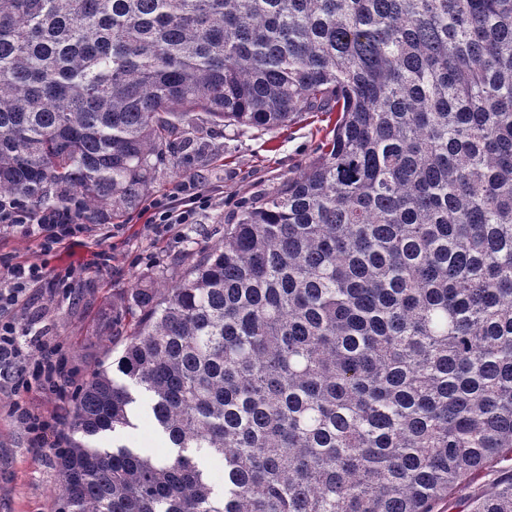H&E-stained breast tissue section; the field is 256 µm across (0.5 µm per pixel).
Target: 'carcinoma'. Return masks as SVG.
<instances>
[{
  "label": "carcinoma",
  "instance_id": "obj_1",
  "mask_svg": "<svg viewBox=\"0 0 512 512\" xmlns=\"http://www.w3.org/2000/svg\"><path fill=\"white\" fill-rule=\"evenodd\" d=\"M336 114L73 399L56 512H512V0H0V197L110 224L193 118ZM177 453L96 441L135 394ZM224 460V483L205 459ZM494 472L491 470L484 471L477 479L469 484L460 486L455 494L451 496V504H446L443 508L444 512H469L467 502L479 496L486 486L494 479Z\"/></svg>",
  "mask_w": 512,
  "mask_h": 512
}]
</instances>
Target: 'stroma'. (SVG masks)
Segmentation results:
<instances>
[{
	"label": "stroma",
	"mask_w": 512,
	"mask_h": 512,
	"mask_svg": "<svg viewBox=\"0 0 512 512\" xmlns=\"http://www.w3.org/2000/svg\"><path fill=\"white\" fill-rule=\"evenodd\" d=\"M327 115L310 113L297 123L271 130L204 125V155L175 147L151 197L183 208L182 184L198 181L206 197L193 223L151 230L152 210L138 205L115 224L84 225L65 246L43 252L30 226L0 223V258L36 262L47 269L72 268L68 292L52 279L28 285L20 301L0 310V321L18 330L47 336L61 345L71 390H78L98 365H111L123 348L131 316L112 317V299L140 275L157 276L160 287L173 284L189 253L224 237V226L241 206L272 191L312 160L326 134ZM109 255L102 264L101 255ZM59 420L57 436L68 440L71 398L36 389L0 385V512H55L57 471L49 455L38 452L11 414L15 402Z\"/></svg>",
	"instance_id": "obj_1"
}]
</instances>
